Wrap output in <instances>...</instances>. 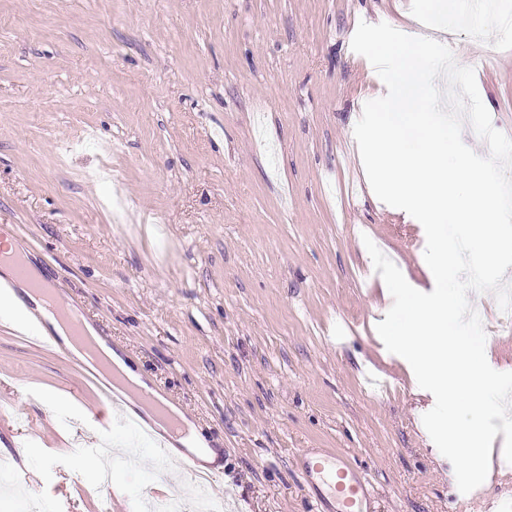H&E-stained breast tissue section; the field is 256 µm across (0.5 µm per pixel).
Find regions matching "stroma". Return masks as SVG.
<instances>
[{
  "mask_svg": "<svg viewBox=\"0 0 512 512\" xmlns=\"http://www.w3.org/2000/svg\"><path fill=\"white\" fill-rule=\"evenodd\" d=\"M465 3L440 19L429 0H0V239L219 449L225 512H313L315 453L366 477L373 512L461 496L422 423L430 392L376 331L392 300L365 240L415 289L435 282L422 225L360 161L352 118L382 80L351 40L362 21H443L512 138V31L484 16L472 36ZM468 298L487 359L512 372V323ZM82 371L0 321V458L28 474L0 512L29 496L40 512H142L148 443L108 490L84 465L134 433L88 426ZM503 442L472 512L512 493Z\"/></svg>",
  "mask_w": 512,
  "mask_h": 512,
  "instance_id": "1",
  "label": "stroma"
}]
</instances>
